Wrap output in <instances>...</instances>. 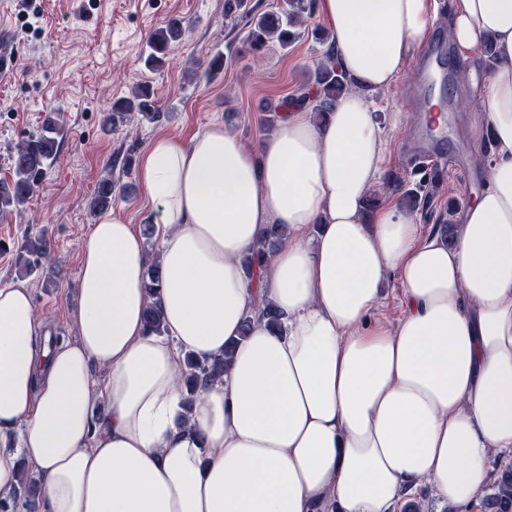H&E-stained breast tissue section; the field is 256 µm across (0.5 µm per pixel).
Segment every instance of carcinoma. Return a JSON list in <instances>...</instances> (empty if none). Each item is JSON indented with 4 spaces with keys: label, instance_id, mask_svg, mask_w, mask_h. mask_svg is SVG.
Instances as JSON below:
<instances>
[{
    "label": "carcinoma",
    "instance_id": "obj_1",
    "mask_svg": "<svg viewBox=\"0 0 512 512\" xmlns=\"http://www.w3.org/2000/svg\"><path fill=\"white\" fill-rule=\"evenodd\" d=\"M224 10L229 16L249 18L250 30L247 45L251 52L260 51L270 38L277 39L282 46L295 41L300 36L298 27L304 18L311 14L308 0H288V8L282 11H266L257 14L249 6L248 0H224ZM184 35V28L178 19H171L166 25L156 29L151 37L150 52L145 60L147 66L154 70L162 68L171 46L179 42ZM350 88L346 75L338 68L335 60L334 44L329 47L322 60L311 73L307 86L300 89L295 97L284 103V108L308 106L313 121L320 122L331 112L336 99ZM152 91L143 84L136 87L133 96L119 99L102 119L104 126L117 128L131 120L155 122L160 112L150 104ZM64 127L59 118L50 116L44 122L40 132L21 140L13 148L10 156L12 177L0 181V213L8 214L22 207L41 186L46 170L57 161L60 139ZM116 184L112 178L101 179L89 203L91 212H100L112 205V195ZM279 235L271 231L262 236L256 251L246 259L248 272L265 262L277 247ZM51 249L50 241L42 234L27 237L21 246L18 258L19 272L28 276L43 268L48 261ZM161 286L160 253L151 247L149 263L146 269L144 288L150 293ZM224 371V359L186 361L184 385L188 392H193L198 384L215 377ZM37 480L27 473L21 474L18 488L11 495V500L0 499V512H10L11 502L24 501L25 505L36 512L38 504ZM484 512H512V467L500 471L490 487V493L483 500Z\"/></svg>",
    "mask_w": 512,
    "mask_h": 512
}]
</instances>
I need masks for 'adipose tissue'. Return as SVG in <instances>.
<instances>
[{
    "label": "adipose tissue",
    "instance_id": "1",
    "mask_svg": "<svg viewBox=\"0 0 512 512\" xmlns=\"http://www.w3.org/2000/svg\"><path fill=\"white\" fill-rule=\"evenodd\" d=\"M436 9L318 0L351 83L325 122L296 109L255 146L221 124L151 143L139 180L159 211L162 333L144 322L145 239L112 211L81 245L75 341L49 346L29 289L0 286V495L25 465L38 512H398L422 486L482 497L491 453L512 456V0H454L459 51L488 39L497 55L496 153L454 240L368 204L406 124L378 97ZM274 224L278 249L248 275ZM391 275L401 315L371 321ZM232 339L185 414V355L223 356Z\"/></svg>",
    "mask_w": 512,
    "mask_h": 512
}]
</instances>
